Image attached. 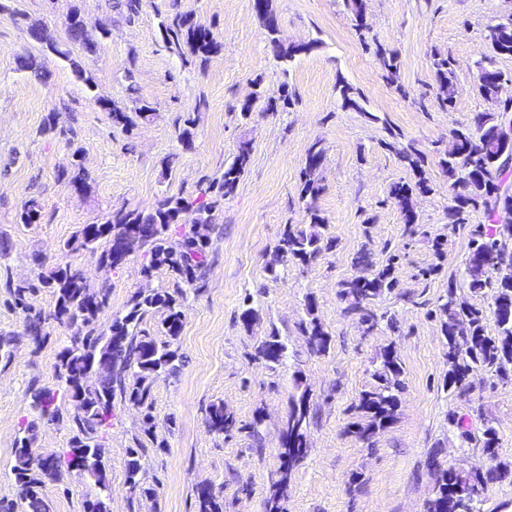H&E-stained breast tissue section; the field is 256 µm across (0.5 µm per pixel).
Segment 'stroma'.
Masks as SVG:
<instances>
[{
	"instance_id": "stroma-1",
	"label": "stroma",
	"mask_w": 512,
	"mask_h": 512,
	"mask_svg": "<svg viewBox=\"0 0 512 512\" xmlns=\"http://www.w3.org/2000/svg\"><path fill=\"white\" fill-rule=\"evenodd\" d=\"M174 6L221 43L205 66L184 64L166 49L160 24ZM272 6L283 39L311 46L286 71L269 53L252 0H144L130 18L118 14L112 0H11L9 11L0 12V239L9 244L0 255V336L11 352L9 363L0 362V498L17 496L9 470L28 422L37 424L33 446L40 452H62L70 439L66 429L37 421L29 392L34 384L54 386L56 356L69 330L52 325L46 342L35 346L20 310L5 303L6 283L35 281L34 259L43 256L52 265H78L91 286L108 289L114 313L125 310L136 291L171 289L165 270L143 278L144 250L110 273L98 252L67 256L57 246L81 225L104 223L117 210L197 194L221 176L242 140L252 145L251 162L215 212L203 287L184 304L176 342L183 363L152 385L157 436L165 443L143 459L153 493L135 492L126 472L140 412L116 405L103 443L110 512H195L201 483L220 490L224 512H266L278 478L280 430L299 379L310 392L313 418L285 512H424L433 495L427 467L433 449L465 468L487 463L479 442H463L449 430L452 410L475 424L494 418L502 453L512 455L511 382L478 374L461 398L443 387L448 364L436 305L449 277L465 271L469 235L450 223L448 182L434 147L486 109L476 87L478 64L488 53L483 31L512 14V0H367L362 39L345 0H272ZM74 7L98 42L96 54L69 43L65 24ZM32 23L44 24L70 58L31 41L26 28ZM376 44L396 53L397 81L377 62ZM436 52L455 61L457 94L449 108L438 100ZM23 54L39 58L48 81L19 70ZM77 64L84 76L75 74ZM341 80L360 90L362 111L342 108ZM257 81L273 97L284 88L295 93L294 108L272 114L260 100L250 119H241L234 107ZM101 97L129 110L143 102L152 111L125 131L99 107ZM201 97L208 101L202 109L196 106ZM187 118L194 121L188 149L178 139ZM391 128L425 153L432 184L415 198L413 235L390 196L395 183L412 178L385 146ZM315 142L324 153L318 207L334 246L308 267L289 263L268 272L284 226L303 221L299 174ZM77 156L91 177L85 192L58 177ZM32 200L42 219L21 223ZM364 246L378 268L389 254L399 256L395 290L374 305L398 316V333L381 327L363 334L357 317L345 312L341 284L357 276L352 259ZM435 263L441 270L433 275ZM248 296L258 311L249 327L240 319ZM310 298L331 334L321 354L301 328ZM273 333L287 341L288 352L270 366L256 360L255 349ZM389 346L402 366L404 390L393 423L364 441L347 426L356 421L353 406ZM217 401L236 420L231 434L208 430L207 410ZM90 489L88 477L74 470L64 484H46L42 495L51 512H83Z\"/></svg>"
}]
</instances>
